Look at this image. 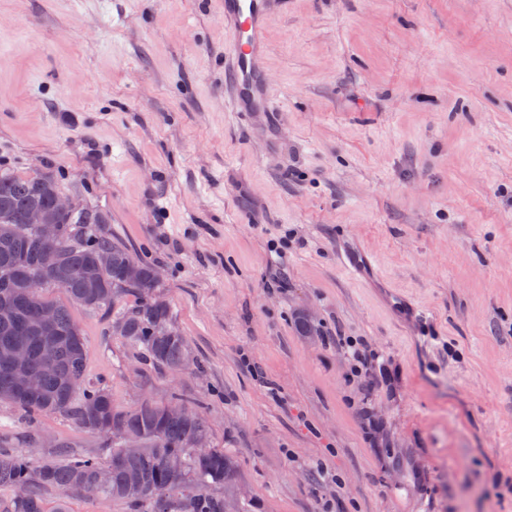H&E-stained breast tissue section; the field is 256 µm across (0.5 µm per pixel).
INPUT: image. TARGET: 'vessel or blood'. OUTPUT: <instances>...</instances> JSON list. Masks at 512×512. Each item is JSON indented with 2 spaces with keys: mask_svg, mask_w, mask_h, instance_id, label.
I'll list each match as a JSON object with an SVG mask.
<instances>
[{
  "mask_svg": "<svg viewBox=\"0 0 512 512\" xmlns=\"http://www.w3.org/2000/svg\"><path fill=\"white\" fill-rule=\"evenodd\" d=\"M276 0H224V82L244 112L273 109L271 81L260 65L263 33Z\"/></svg>",
  "mask_w": 512,
  "mask_h": 512,
  "instance_id": "1",
  "label": "vessel or blood"
}]
</instances>
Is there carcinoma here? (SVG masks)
I'll use <instances>...</instances> for the list:
<instances>
[{"instance_id": "carcinoma-1", "label": "carcinoma", "mask_w": 512, "mask_h": 512, "mask_svg": "<svg viewBox=\"0 0 512 512\" xmlns=\"http://www.w3.org/2000/svg\"><path fill=\"white\" fill-rule=\"evenodd\" d=\"M59 193L58 183L48 175L0 172V307L13 310L9 317L0 316V401L30 416L64 414L89 433L112 437V454L102 463L75 448H62L64 462L34 465L0 449V489L11 491L0 496V512H47L42 488L119 500L129 512H224V499L209 488L233 485L235 460L222 450L191 447L194 433L207 432L197 412L187 407L173 414L148 401L118 411L105 387L82 386L85 349L79 330L66 305L39 295L37 277L42 289L60 288L72 302L91 310L107 311L125 295H135L133 307L112 315V325L159 368L179 370L190 363L191 352L174 326L173 310L154 295L157 270L112 243L101 213L75 203L59 210L54 203ZM34 211L45 223L61 226V240L16 232ZM101 251L112 254V266L97 265ZM43 307L55 311L54 325L44 330L37 327ZM18 342L29 346L27 365L42 376V394L36 399L18 387L10 358ZM127 435L140 437L142 447L125 448ZM170 457L182 460L180 471L169 469ZM103 468L112 470L104 485L97 481ZM130 474L140 477L138 495L127 491Z\"/></svg>"}]
</instances>
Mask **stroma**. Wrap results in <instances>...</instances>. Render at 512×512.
Here are the masks:
<instances>
[{"label": "stroma", "instance_id": "35a3bbf8", "mask_svg": "<svg viewBox=\"0 0 512 512\" xmlns=\"http://www.w3.org/2000/svg\"><path fill=\"white\" fill-rule=\"evenodd\" d=\"M225 39L219 0H0V171L106 212L195 360L75 305L85 384L197 409L244 512H512V0H278L272 113L231 111ZM0 433L110 448L6 402Z\"/></svg>", "mask_w": 512, "mask_h": 512}]
</instances>
